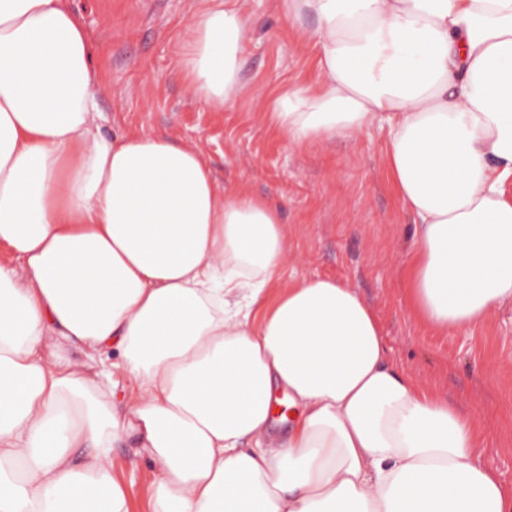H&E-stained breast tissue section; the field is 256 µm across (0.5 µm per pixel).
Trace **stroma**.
I'll use <instances>...</instances> for the list:
<instances>
[{
	"instance_id": "obj_1",
	"label": "stroma",
	"mask_w": 512,
	"mask_h": 512,
	"mask_svg": "<svg viewBox=\"0 0 512 512\" xmlns=\"http://www.w3.org/2000/svg\"><path fill=\"white\" fill-rule=\"evenodd\" d=\"M87 30L102 87L104 132L150 131L201 151L217 182L228 180L283 206L288 258L280 281L319 276L356 288L376 313L393 362L436 388L488 432L483 460L512 485V305L483 325L440 333L407 307L404 274L413 226L387 176L382 134L298 148L267 125L289 85H312L316 54L274 0H242L256 23L245 52L244 91L216 112L192 97L177 48L200 0H69ZM131 445L114 451L132 512H148L153 475Z\"/></svg>"
}]
</instances>
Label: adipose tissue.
<instances>
[{"instance_id": "adipose-tissue-1", "label": "adipose tissue", "mask_w": 512, "mask_h": 512, "mask_svg": "<svg viewBox=\"0 0 512 512\" xmlns=\"http://www.w3.org/2000/svg\"><path fill=\"white\" fill-rule=\"evenodd\" d=\"M202 2L179 66L220 109L255 25ZM275 4L314 19L317 78L266 118L298 146L385 130L412 314L445 332L512 304V0ZM100 95L66 0H0V512H130L122 442L150 512H512L481 423L390 361L356 289L280 284L281 205L193 146L103 132ZM74 346L117 350L134 395ZM130 443L115 448L114 462L116 476L126 486L132 504V512H148V500L152 490L153 475L141 465L133 468L130 463L138 458V448Z\"/></svg>"}]
</instances>
